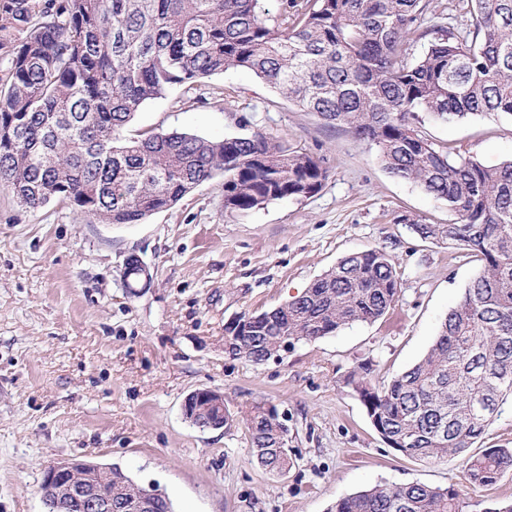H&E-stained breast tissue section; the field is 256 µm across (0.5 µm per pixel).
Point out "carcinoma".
<instances>
[{"label":"carcinoma","mask_w":512,"mask_h":512,"mask_svg":"<svg viewBox=\"0 0 512 512\" xmlns=\"http://www.w3.org/2000/svg\"><path fill=\"white\" fill-rule=\"evenodd\" d=\"M0 0V187L35 210L57 200L90 224H139L224 172V207L248 211L309 198L323 160L236 121L240 134L131 135L145 102L174 87L246 69L281 98L376 150L384 169L443 202L454 220L412 224L422 240L481 256L480 273L448 311L428 352L390 381L356 385L382 439L412 459L463 454L512 400V160L485 166L420 129V113L452 123L512 117V0H471L469 29L448 26L431 0ZM435 22L425 24L427 13ZM26 32L18 41L15 31ZM393 259L344 256L299 296L224 326V353L261 364L280 342L312 341L373 322L397 301ZM244 424L257 462L291 465L280 424L257 403ZM466 480L491 486L512 470V448L466 458ZM126 498L145 487L118 465ZM453 486H375L330 512H466Z\"/></svg>","instance_id":"carcinoma-1"}]
</instances>
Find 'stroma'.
Here are the masks:
<instances>
[{
	"label": "stroma",
	"mask_w": 512,
	"mask_h": 512,
	"mask_svg": "<svg viewBox=\"0 0 512 512\" xmlns=\"http://www.w3.org/2000/svg\"><path fill=\"white\" fill-rule=\"evenodd\" d=\"M144 103L130 133L172 130L221 138L235 116L323 159L309 198L245 212L224 207L216 174L139 224H88L51 202L20 207L0 190V512H45L40 484L64 460L120 465L158 486L176 512H328L376 485L459 488L469 512L512 500V470L496 485L465 479V458L415 460L371 424L353 376L390 380L429 350L451 306L480 272L479 256L423 241L411 224H446L447 206L391 177L375 150L324 125L253 74L229 70ZM433 142L495 166L512 158V117L424 120ZM392 256L400 296L374 322L300 341L257 365L224 354V325L284 304L344 256ZM149 268L130 293L129 255ZM208 388L230 411L273 406L292 464L259 466L243 425L202 430L182 404Z\"/></svg>",
	"instance_id": "1"
}]
</instances>
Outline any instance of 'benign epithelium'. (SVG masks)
Returning <instances> with one entry per match:
<instances>
[{"label": "benign epithelium", "instance_id": "benign-epithelium-1", "mask_svg": "<svg viewBox=\"0 0 512 512\" xmlns=\"http://www.w3.org/2000/svg\"><path fill=\"white\" fill-rule=\"evenodd\" d=\"M183 413L199 428H222L224 394L211 389L196 390L186 398ZM103 470L105 466L89 462L62 461L49 466L41 486L48 493L58 489L63 494L55 498L44 497L42 501L54 504L57 512H68L72 507L81 512H130L133 508H151L155 502L167 501V497L155 488L148 492L147 498L136 503L115 500L112 490H106L92 480Z\"/></svg>", "mask_w": 512, "mask_h": 512}]
</instances>
